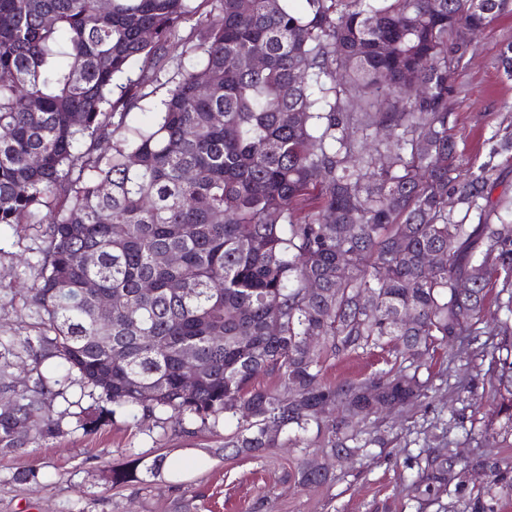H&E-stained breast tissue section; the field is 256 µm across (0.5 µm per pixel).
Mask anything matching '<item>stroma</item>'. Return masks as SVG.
<instances>
[{
	"mask_svg": "<svg viewBox=\"0 0 512 512\" xmlns=\"http://www.w3.org/2000/svg\"><path fill=\"white\" fill-rule=\"evenodd\" d=\"M512 42V13L497 15L474 50L455 68L448 98L452 133L459 151L481 163L494 159L499 182L493 194L512 199V156L490 157L491 136L512 130V79L500 66V54ZM40 224H0V340L35 336L38 321L22 294L38 283L45 248ZM387 351L374 349L326 362L328 381L360 379L385 368ZM487 361L465 348L457 358L437 350L421 367L429 390L407 412L381 417L375 424L379 443L370 445L320 486L298 487L290 479L297 464L316 459L321 442L308 433L306 447L276 448L260 458L234 456L224 438L236 421H217L195 433L176 431L154 418L116 417L87 431L78 414L94 406L79 385L64 389L54 403L61 413L60 435L37 440L19 451L0 455V512H470L469 498L486 483L484 472L466 476V490L416 492L426 456L448 448L457 458L489 455L512 465V445L497 438L504 421L498 401L480 395L488 378ZM163 459L159 477L149 484L114 486L109 471L127 460ZM36 469V488L13 481L15 472Z\"/></svg>",
	"mask_w": 512,
	"mask_h": 512,
	"instance_id": "obj_1",
	"label": "stroma"
}]
</instances>
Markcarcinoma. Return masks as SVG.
<instances>
[{
  "label": "carcinoma",
  "mask_w": 512,
  "mask_h": 512,
  "mask_svg": "<svg viewBox=\"0 0 512 512\" xmlns=\"http://www.w3.org/2000/svg\"><path fill=\"white\" fill-rule=\"evenodd\" d=\"M208 2L0 0V224L46 237L26 298L40 334L0 342V371L19 349L35 371L21 390L0 383V454L57 434L51 402L78 382L97 396L89 428L234 418L224 447L246 457L314 428L342 468L382 442L367 423L424 395L422 360L478 340L494 288L501 341L481 350L490 391L512 395V204L491 200L512 133L477 167L448 135L465 37L512 0H215L218 24ZM158 82L155 120L129 123ZM379 347L389 369L324 380L327 361ZM47 354L62 372L41 371ZM263 373L278 385L252 386ZM162 467L138 457L108 482ZM427 468L425 491L464 490L444 456ZM330 477L304 460L294 484ZM504 488L491 469L471 512H494Z\"/></svg>",
  "instance_id": "obj_1"
}]
</instances>
